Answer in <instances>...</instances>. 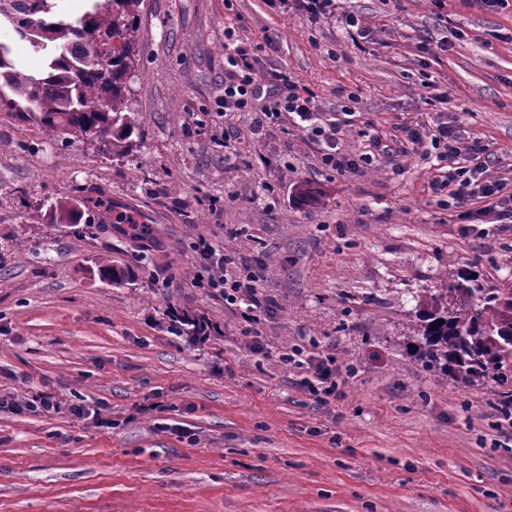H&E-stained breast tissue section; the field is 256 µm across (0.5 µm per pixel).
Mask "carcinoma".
<instances>
[{"label": "carcinoma", "mask_w": 512, "mask_h": 512, "mask_svg": "<svg viewBox=\"0 0 512 512\" xmlns=\"http://www.w3.org/2000/svg\"><path fill=\"white\" fill-rule=\"evenodd\" d=\"M142 2L93 0L72 21L59 17L56 0H0V18L48 56L46 70L35 76L0 46V111L34 117L52 137L88 136L117 157L132 151L135 123L125 86ZM49 210L65 222L79 208L59 200ZM121 220L134 237H151L150 225L133 215ZM418 306L409 339L423 348L425 365L468 383L490 378L512 397V282L490 285L475 271H458Z\"/></svg>", "instance_id": "obj_1"}]
</instances>
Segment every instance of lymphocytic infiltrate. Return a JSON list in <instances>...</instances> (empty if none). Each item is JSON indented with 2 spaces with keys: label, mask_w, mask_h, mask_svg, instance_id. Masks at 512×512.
<instances>
[{
  "label": "lymphocytic infiltrate",
  "mask_w": 512,
  "mask_h": 512,
  "mask_svg": "<svg viewBox=\"0 0 512 512\" xmlns=\"http://www.w3.org/2000/svg\"><path fill=\"white\" fill-rule=\"evenodd\" d=\"M262 73L258 55L238 44L234 31L225 30L222 102L225 115L244 113L250 116L252 126L258 130L275 125L283 113H290L297 124L321 144V161L326 168L334 171L356 168V160L340 153L336 146L337 135L352 123L354 112L351 106L343 105L328 117H320L311 97L287 70L273 73L267 85L262 82ZM404 133L407 142L414 145L430 140L437 161L464 158V165L443 172L430 184V191L438 197L441 206L451 210L476 201L480 204L475 212L477 221L512 223V192L489 177L481 159V145L464 141L444 121L428 130L410 125L405 127ZM197 249L205 269L204 275L196 281L197 287L207 289L213 296L222 298L225 304L238 308L253 323H260L269 308L258 297L251 272L245 268H232L231 258L206 239H199ZM163 324L174 337H189L197 345L206 344L223 333L219 323L185 306L168 307L163 313ZM284 360L306 369L304 383L318 402L325 404L339 395L343 372L333 358L298 349L285 355Z\"/></svg>",
  "instance_id": "1"
}]
</instances>
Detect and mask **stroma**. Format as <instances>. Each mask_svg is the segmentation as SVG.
<instances>
[{
    "label": "stroma",
    "mask_w": 512,
    "mask_h": 512,
    "mask_svg": "<svg viewBox=\"0 0 512 512\" xmlns=\"http://www.w3.org/2000/svg\"><path fill=\"white\" fill-rule=\"evenodd\" d=\"M339 8L357 32L268 0H143L127 81L136 130L119 160L0 112V396L62 403L0 411V512H512L499 387L427 368L408 338L416 296L447 272L512 281V224L440 209L430 144L399 153L402 124L442 117L512 190V4ZM228 28L320 111L351 104L343 153L376 138L392 156L335 173L293 119L258 132L217 118ZM85 198L134 213L152 238L88 213L62 224L46 207ZM202 237L248 265L272 305L264 353L195 287ZM106 262L123 280L102 276ZM170 305L223 336L175 339ZM299 346L350 369L336 399L316 403L305 371L282 362ZM91 402L117 428L71 415ZM7 408L16 413L42 414L45 412L56 411L59 409V403L51 394L40 393L32 396L31 399L24 397L16 401H4L0 399V409Z\"/></svg>",
    "instance_id": "obj_1"
}]
</instances>
